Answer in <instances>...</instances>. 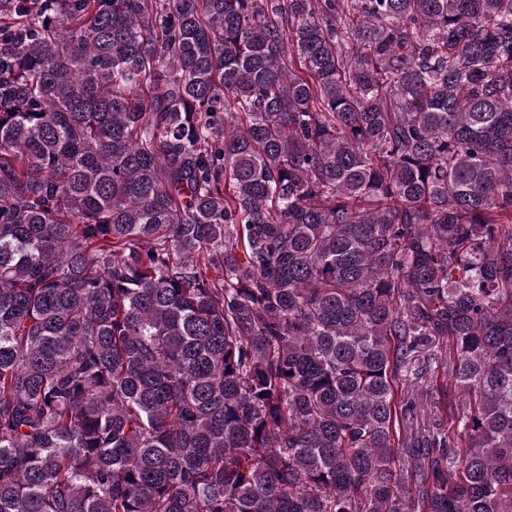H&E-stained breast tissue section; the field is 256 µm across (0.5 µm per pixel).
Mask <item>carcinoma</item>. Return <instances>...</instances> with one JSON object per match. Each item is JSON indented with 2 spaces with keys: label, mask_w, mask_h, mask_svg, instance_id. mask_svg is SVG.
I'll use <instances>...</instances> for the list:
<instances>
[{
  "label": "carcinoma",
  "mask_w": 512,
  "mask_h": 512,
  "mask_svg": "<svg viewBox=\"0 0 512 512\" xmlns=\"http://www.w3.org/2000/svg\"><path fill=\"white\" fill-rule=\"evenodd\" d=\"M0 512H512V0H0ZM420 351L419 370L411 373L409 370L406 378L415 398L413 415L407 411L408 430L412 433L424 432V429L432 427L435 420L443 421L444 426H448V399L452 405L456 401L453 391L449 392L448 397V391L436 392L431 387L432 379L438 374L441 380L448 374V339H433L428 345L421 347Z\"/></svg>",
  "instance_id": "1"
}]
</instances>
